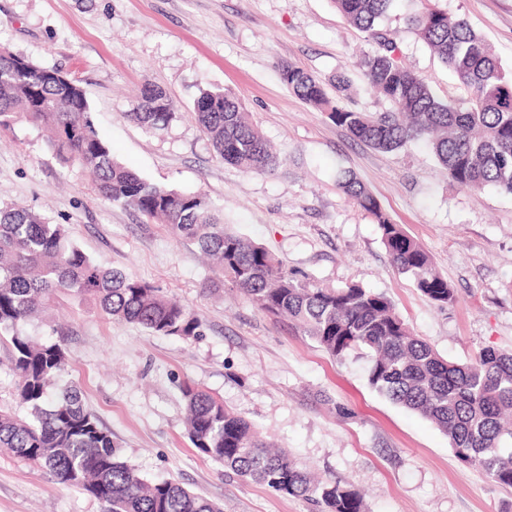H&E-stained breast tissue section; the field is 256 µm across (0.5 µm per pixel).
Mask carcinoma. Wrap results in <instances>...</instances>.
Listing matches in <instances>:
<instances>
[{
	"instance_id": "cac0c4a2",
	"label": "carcinoma",
	"mask_w": 512,
	"mask_h": 512,
	"mask_svg": "<svg viewBox=\"0 0 512 512\" xmlns=\"http://www.w3.org/2000/svg\"><path fill=\"white\" fill-rule=\"evenodd\" d=\"M391 2L333 0L351 24L378 41L380 51L363 56L358 67L391 111L348 107L350 80L344 74L324 82L287 66L282 81L356 141L380 152L424 142L458 186L512 194V74L466 22L430 8L409 17L408 24L466 92L460 101L438 98L398 60L394 42L377 29ZM329 85L336 92L333 98ZM192 112L219 161L258 174L275 163L232 94L204 90ZM175 114L165 91L146 87L125 116L154 129L169 124ZM17 121L50 128V150L64 163L90 168L99 195L197 244L214 260L222 280L261 311L288 316L331 357L368 351L372 388L446 433L460 462L512 488V353L486 347L470 363L447 361L411 334L386 296L358 284H304L265 247L229 231L206 194L151 183L115 160L95 130L78 80L1 49L0 127ZM338 184L376 218L397 270L410 275L429 299L453 302L454 292L433 270L428 253L390 220L370 191L346 172ZM62 293L93 300L111 319L139 324L153 334L191 336L199 326L190 310L161 288L87 256L67 239L63 225L30 208H0V341L11 339L13 371L30 412V418L20 419L0 411V451L38 463L60 483L99 500L104 512H221L177 481L141 477L119 458L112 433L85 407L80 389L59 386L66 366L63 344H35L22 328L45 300ZM183 396L188 436L202 455L276 493L302 497L316 512H364L363 496L353 485L317 480L288 453L269 450L249 421L209 393L187 385Z\"/></svg>"
}]
</instances>
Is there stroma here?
Returning a JSON list of instances; mask_svg holds the SVG:
<instances>
[{
	"instance_id": "1",
	"label": "stroma",
	"mask_w": 512,
	"mask_h": 512,
	"mask_svg": "<svg viewBox=\"0 0 512 512\" xmlns=\"http://www.w3.org/2000/svg\"><path fill=\"white\" fill-rule=\"evenodd\" d=\"M435 2L467 21L512 73V0ZM423 7L424 0H393L380 28L439 96L458 95L452 71L406 23ZM1 48L79 80L114 158L150 182L207 193L229 230L266 247L298 279L385 295L447 360L471 361L486 346L512 351V194L458 187L424 143L383 153L353 141L283 83L288 65L323 80L343 73L351 107L389 110L357 67L374 42L331 0H0ZM147 86L174 100L167 126L126 119ZM218 89L239 99L270 143L277 157L270 172L215 159L192 104ZM344 171L424 247L454 303L431 301L394 268L375 218L338 187ZM13 205L64 225L91 258L163 288L199 322L192 336L158 335L61 295L22 329L37 342H62L65 381L82 389L121 459L145 479L176 480L224 512H315L309 501L239 477L193 447L181 391L189 382L300 466L361 489L367 512H512V490L459 462L434 424L369 385L366 355L333 360L287 319L260 311L222 283L196 244L103 200L90 171L62 163L32 124L0 129V208ZM11 360V342H0V410L24 418ZM0 512H103V505L0 453Z\"/></svg>"
}]
</instances>
